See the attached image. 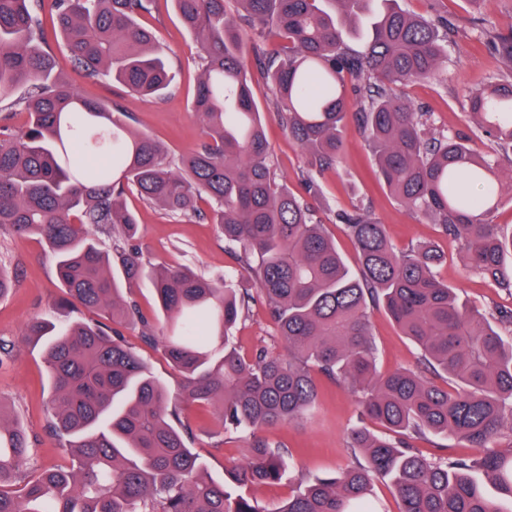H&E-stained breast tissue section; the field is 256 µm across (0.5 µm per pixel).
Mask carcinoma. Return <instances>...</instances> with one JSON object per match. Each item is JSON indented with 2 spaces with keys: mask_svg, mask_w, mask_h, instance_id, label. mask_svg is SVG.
<instances>
[{
  "mask_svg": "<svg viewBox=\"0 0 512 512\" xmlns=\"http://www.w3.org/2000/svg\"><path fill=\"white\" fill-rule=\"evenodd\" d=\"M154 2L0 0V111L26 115L17 128L0 125V231L41 237L59 280V317L31 320L24 336L45 344L50 433L77 461L27 478L28 435L0 409V512H266L249 489L291 477L296 464L255 432L303 421L317 401L316 374L362 389L363 412L398 436L463 438L480 453L429 461L400 439L354 429L348 447L364 462L300 484L277 512H372L367 494L379 477L400 512H512V453L495 449L512 432V313L468 307L436 276L435 246L395 250L361 207L336 216L357 250L352 273L307 200L342 158L351 93L390 193L458 242L471 271L512 288V234L492 220L502 196L512 200L500 173L512 161V32L479 36L508 66L468 95L467 113L490 143L480 151L427 134L426 113L392 91L439 75L446 16H414L397 0H332L331 10L324 0H238L236 20L226 0H173L198 47L193 110L205 134L177 156L126 113L81 98L42 47L48 13L74 68L152 99L174 81L139 23ZM247 46L274 92L275 118L307 154L302 194L277 180ZM92 154L106 164L88 165ZM128 191L173 217L211 221L240 248L281 349H237L233 329L252 294L151 257L136 241ZM144 276L157 296L152 314L129 293ZM370 303L417 346L430 376L379 372ZM161 315L171 332L159 330ZM116 324L162 348L182 375L177 391ZM179 401L209 403L221 425L253 434L223 483L191 448Z\"/></svg>",
  "mask_w": 512,
  "mask_h": 512,
  "instance_id": "cac0c4a2",
  "label": "carcinoma"
}]
</instances>
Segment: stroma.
<instances>
[{
    "label": "stroma",
    "instance_id": "1",
    "mask_svg": "<svg viewBox=\"0 0 512 512\" xmlns=\"http://www.w3.org/2000/svg\"><path fill=\"white\" fill-rule=\"evenodd\" d=\"M399 4L418 15H448L453 32L442 77L400 86L398 94L408 98L416 111L430 113L432 131L478 138V131L466 116L467 96L501 68L496 57L480 46L478 37L485 26L499 33L512 31V0H484L478 11L470 9L466 0H399ZM144 21L156 30L160 50L176 76L173 89L155 99H143L111 81L72 70L61 41L55 37H48L46 48L81 96L118 104L131 116L134 129L165 141L175 153H186L204 139L202 124L192 109L199 62L197 44L182 26L172 0H156ZM266 136L279 179L298 188V175L306 166L305 152L288 137L275 117L267 119ZM320 183L322 194L315 207L350 266L358 264L356 251L342 224L337 223L336 214L363 206L385 224L395 248L404 250L420 241L434 242L445 255L437 269L439 279L454 288L468 306L479 310L495 306L512 309V288L497 286L469 272L455 242L441 236L436 225L411 214L390 195L375 172L373 156L356 122L347 126L341 161L321 176ZM126 201L138 215L140 243L155 259L206 275L237 273L239 264L215 225L192 217L171 218L144 204L133 193L127 195ZM0 267L18 275L16 287L0 299V341L13 347L11 355L0 358V402L19 417L31 437L35 452L26 472L34 477L42 469L68 468L73 464L72 456L59 447L47 429L50 391L45 350L42 344L23 342L21 336L28 320L54 316V302L61 290L38 238L1 234ZM369 317L379 353V370L387 373L419 369L418 349L401 334L384 309L370 308ZM235 336L245 354L273 345L276 332L261 302H254ZM181 419L191 426L193 445L203 455L209 475L215 481H223L225 465L242 459L250 436L224 428L209 408L195 403H182ZM355 426L370 430L375 427L363 414L358 394L323 378L319 381L316 407L308 418L295 425L263 429V437L289 448L296 463L295 481L253 487V495L266 512H276L294 494L298 479L335 476L361 461V453L347 446V434Z\"/></svg>",
    "mask_w": 512,
    "mask_h": 512
}]
</instances>
